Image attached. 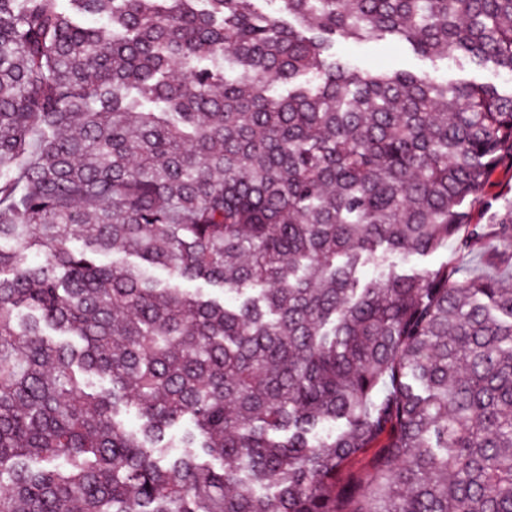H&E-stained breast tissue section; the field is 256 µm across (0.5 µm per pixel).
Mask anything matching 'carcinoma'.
<instances>
[{"mask_svg": "<svg viewBox=\"0 0 512 512\" xmlns=\"http://www.w3.org/2000/svg\"><path fill=\"white\" fill-rule=\"evenodd\" d=\"M68 2L0 0V512H512V275L359 277L512 267V0ZM336 48L361 68L380 66L388 70L415 73L436 71L438 75L448 80L467 78L478 82L500 83L501 81L491 68H475L465 61L458 62L453 59L428 60L416 56L407 48L389 39L358 43L341 41ZM495 246V240L489 238L473 251H460L454 240L448 242V249L428 255L391 254L387 264L397 272H412L425 269H434L448 262L449 267L459 270V277L470 276L475 273L495 272L484 266L482 253Z\"/></svg>", "mask_w": 512, "mask_h": 512, "instance_id": "carcinoma-1", "label": "carcinoma"}]
</instances>
